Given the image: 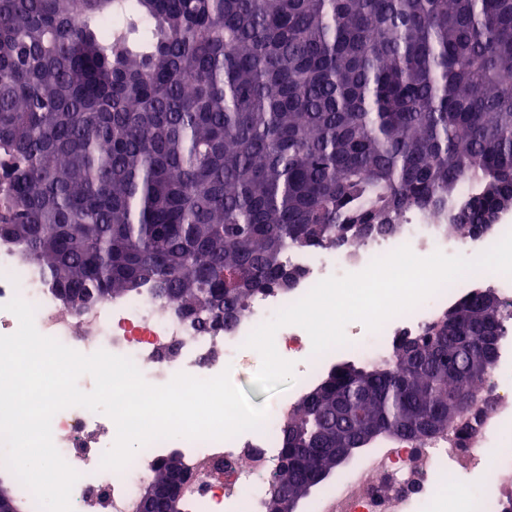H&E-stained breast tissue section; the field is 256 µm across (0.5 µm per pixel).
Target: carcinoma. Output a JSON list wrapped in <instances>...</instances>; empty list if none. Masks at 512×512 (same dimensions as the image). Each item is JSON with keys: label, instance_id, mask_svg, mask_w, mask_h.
<instances>
[{"label": "carcinoma", "instance_id": "obj_1", "mask_svg": "<svg viewBox=\"0 0 512 512\" xmlns=\"http://www.w3.org/2000/svg\"><path fill=\"white\" fill-rule=\"evenodd\" d=\"M512 0H0V240L70 310L150 283L226 325L289 250L512 210ZM498 297L477 290L281 420L275 491L489 412ZM187 472L170 455L155 479Z\"/></svg>", "mask_w": 512, "mask_h": 512}]
</instances>
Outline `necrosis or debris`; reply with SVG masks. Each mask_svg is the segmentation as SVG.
I'll return each mask as SVG.
<instances>
[{
  "label": "necrosis or debris",
  "mask_w": 512,
  "mask_h": 512,
  "mask_svg": "<svg viewBox=\"0 0 512 512\" xmlns=\"http://www.w3.org/2000/svg\"><path fill=\"white\" fill-rule=\"evenodd\" d=\"M402 224L400 236L368 239L345 251L289 253L290 262L303 269L302 278L289 292L273 289L253 296L225 330L202 329L175 306L160 303L147 286L80 313L66 312L44 267L15 246L0 242V335L18 328L17 318L3 309L18 296L35 306V325L42 335L86 355L104 350L128 357L152 385L167 384L179 373L210 378L240 360L243 343L254 328L302 298L320 280L360 272L373 259L402 246L416 254H452L447 211L412 210ZM487 285L498 291L508 317L502 349L485 384L502 409L471 423L469 459L483 479L480 489L467 493L474 512H499L492 489L497 474L494 451L506 447L504 432L512 428V277L499 273ZM476 288L469 280L448 284L375 332L359 322L347 326L350 348L366 361L381 358L396 339L418 335L436 313ZM279 333L300 387L313 385L336 359L332 350L313 356L311 340L299 326H283ZM281 418V413H273L263 431L228 439L157 441L138 450L119 471L101 466L102 451L113 445L116 427L103 423L98 413L79 406L63 409L52 420V435L62 457L79 474L71 498L73 512H97L101 506L107 512H136L141 484L153 477L157 463L172 451L182 454L195 476L186 487L191 512H263ZM458 465V448L444 439L378 448L323 488L309 506L312 512H419L422 505L439 502L441 492L456 484Z\"/></svg>",
  "instance_id": "4bbe7bcc"
}]
</instances>
